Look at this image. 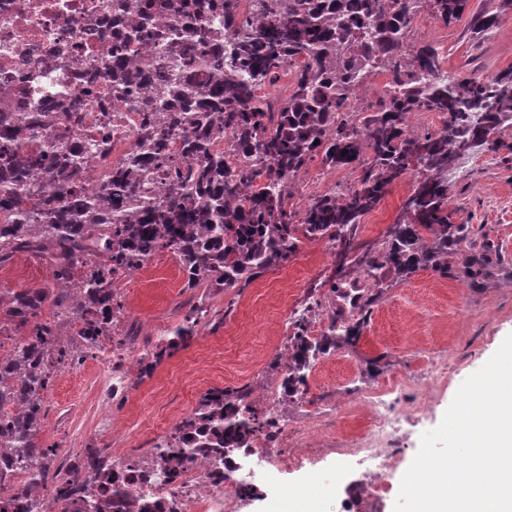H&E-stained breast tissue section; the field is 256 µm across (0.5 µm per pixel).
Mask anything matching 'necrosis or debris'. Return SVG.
I'll return each instance as SVG.
<instances>
[{"instance_id":"necrosis-or-debris-1","label":"necrosis or debris","mask_w":512,"mask_h":512,"mask_svg":"<svg viewBox=\"0 0 512 512\" xmlns=\"http://www.w3.org/2000/svg\"><path fill=\"white\" fill-rule=\"evenodd\" d=\"M111 42L112 0H0V112L15 117L45 113L40 139L53 150L106 138L105 151L83 159L81 186L94 193L105 192L113 166L131 157L140 130L137 103L112 97V71L104 61ZM62 97L80 112L78 126L57 110ZM259 400L275 418L274 431L227 458L223 479H215L209 464L195 459L174 484L142 471L131 478V490L165 500L175 512H237L238 500L261 475L303 467V457L285 459L276 451V440L288 436L287 422L278 417L284 401L279 382L267 384ZM349 400L368 405L371 412L368 431L346 451L361 470L362 493L343 509L362 512V504L382 501L393 490L390 477L401 465L398 448L409 415L387 389L361 385Z\"/></svg>"}]
</instances>
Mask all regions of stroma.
I'll return each mask as SVG.
<instances>
[{"label": "stroma", "mask_w": 512, "mask_h": 512, "mask_svg": "<svg viewBox=\"0 0 512 512\" xmlns=\"http://www.w3.org/2000/svg\"><path fill=\"white\" fill-rule=\"evenodd\" d=\"M412 41L447 46L445 65L472 77H489L512 68V14L487 32L479 50L467 20L444 26L421 14ZM502 145L463 152L448 174V210L456 224H481L512 257V126L500 129ZM417 178L409 173L396 182L380 205L359 226L364 242L382 240ZM327 243L304 247L287 263L269 270L241 292L210 293L187 289L172 253L157 252L122 284L125 314L137 326L141 342H156L164 329L181 321L189 303L206 299L212 317L191 346L165 358L151 375L137 378L127 398H113L102 388L97 359L59 371L45 399L39 436L48 444L80 440L82 447L105 455L142 456L144 449L167 435L176 420L191 413L210 388L261 387L269 378L270 360L287 343L288 321L306 305L308 291L334 272ZM51 280L42 259L16 257L0 269V289H37ZM512 333V276L473 289L460 278L418 271L386 290L372 309L356 349L326 356L311 381L314 406L336 405L349 383L362 375L366 360L380 359L373 380L383 386L400 377L419 378L433 354L447 357L455 372L438 392L436 404L416 433L403 444L404 464H411L423 432L436 428L461 383L481 368ZM366 411H341L325 430L301 431L283 453L315 459V467L280 473L244 498L242 512H276L295 493L306 492L314 512H336L357 477L355 464H341L336 450L342 441L364 432Z\"/></svg>", "instance_id": "35a3bbf8"}]
</instances>
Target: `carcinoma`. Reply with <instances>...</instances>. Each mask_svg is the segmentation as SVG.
Returning <instances> with one entry per match:
<instances>
[{
	"mask_svg": "<svg viewBox=\"0 0 512 512\" xmlns=\"http://www.w3.org/2000/svg\"><path fill=\"white\" fill-rule=\"evenodd\" d=\"M468 0H253L264 15L255 27L243 25L235 0H184L180 21L158 35L162 51L176 47L168 59L174 89L168 97L142 104L141 166L165 173L171 195L156 204L148 188L132 180L128 168L116 165L107 184L112 223H96L99 201L76 193L60 201L56 184L67 190L81 176V155L96 150L89 142L78 150L49 157V185L31 192L25 169L14 165L12 144L20 139L15 124L0 126V268L18 255L46 261L50 283L35 290L11 291L0 297V332L26 328L16 358L0 362V408L12 413L0 426V451L9 456L11 472L28 474L13 498L28 488L55 484L60 512H164L155 499L130 496L127 478L112 461L87 449L77 465L80 477L69 479L52 469L56 445L39 438L45 392L57 366L72 357V346L58 341L55 365L45 363L44 337L56 330L54 315L77 312L84 317L83 356H95L97 337L112 333V319L124 314L117 282L131 268H142L158 251L171 252L185 276V287L209 278L216 292L244 288L269 269L291 259L305 242H347L349 275L374 282L356 315L340 323L329 312V293L311 291L304 312L288 336V371L282 355L268 369L283 376L286 401L308 387L318 358L360 341L371 308L385 288L419 270L465 279L483 288L512 268L495 239L483 228L448 221V166L461 155L465 140L489 149L512 114V70L491 77H466L444 68L439 48L410 42L411 20L420 8L448 25L459 20ZM512 11V0L476 14V36ZM144 30L129 28L112 41V95H127L131 48ZM294 67L288 95L277 111L258 92L274 85ZM386 83L377 106L344 113L351 98L366 100L377 75ZM413 112H435L442 128L418 133L408 124ZM228 135V150L257 162L233 168L224 154L212 150L215 136ZM321 157L329 168L362 163L357 184L311 197L298 207V177ZM423 174L387 230L383 243L355 244L362 218L380 204L388 189L409 169ZM48 219L38 223L37 215ZM330 318L319 334L313 319ZM210 310L200 300L181 323L158 340L140 361L149 373L172 352L188 347ZM256 401L255 388H216L201 395L195 410L174 432L152 448L150 462L166 481H176L185 461L222 457L250 446L268 430L266 412L246 407Z\"/></svg>",
	"mask_w": 512,
	"mask_h": 512,
	"instance_id": "cac0c4a2",
	"label": "carcinoma"
}]
</instances>
